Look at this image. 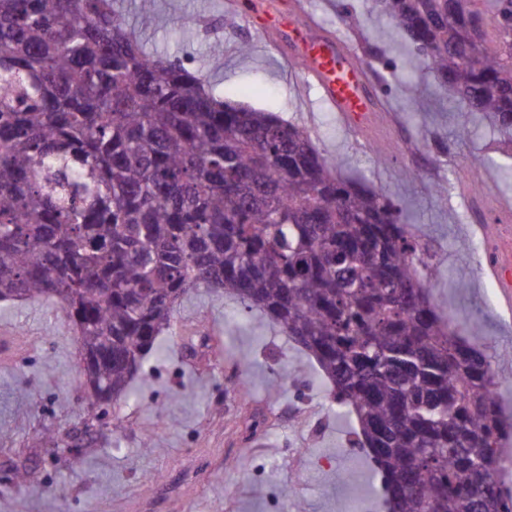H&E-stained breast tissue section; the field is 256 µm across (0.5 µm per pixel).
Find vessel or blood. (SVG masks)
<instances>
[{
  "label": "vessel or blood",
  "mask_w": 512,
  "mask_h": 512,
  "mask_svg": "<svg viewBox=\"0 0 512 512\" xmlns=\"http://www.w3.org/2000/svg\"><path fill=\"white\" fill-rule=\"evenodd\" d=\"M248 24L259 34L279 31L291 46V57L317 81L324 102L356 130L369 127L376 116V95L354 50L340 38L321 39L298 17L296 6L279 10H248Z\"/></svg>",
  "instance_id": "vessel-or-blood-1"
}]
</instances>
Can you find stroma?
Here are the masks:
<instances>
[{
  "label": "stroma",
  "mask_w": 512,
  "mask_h": 512,
  "mask_svg": "<svg viewBox=\"0 0 512 512\" xmlns=\"http://www.w3.org/2000/svg\"><path fill=\"white\" fill-rule=\"evenodd\" d=\"M301 13L353 46L376 83L377 136L347 130L297 64L244 20L242 0H156L142 25L138 0H115L128 28L155 56L207 76L225 101L277 113L305 127L341 174L361 178L401 207L433 253V299L453 320L481 323L494 357L500 404L512 413V288L498 287L479 247L496 224H472L460 183L475 158L495 202L512 200V147L474 123L456 96L420 66L415 50L378 14L374 0H297ZM195 26L178 31L179 20ZM252 47L240 56L241 42ZM222 44V57L211 54ZM385 144L377 153V144ZM412 171L414 179L403 176ZM473 242L471 251L457 244ZM16 351L0 360V512H354L381 502L379 475L355 447V421L336 407L315 361L278 326L245 305L201 288L158 338L135 383L136 397L111 406L123 430L98 423L78 381L77 336L55 307L1 302L0 337ZM279 390H270L271 379ZM152 434L162 454L139 448ZM351 476L336 480L338 472Z\"/></svg>",
  "instance_id": "1"
}]
</instances>
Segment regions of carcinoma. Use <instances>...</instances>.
<instances>
[{
  "instance_id": "1",
  "label": "carcinoma",
  "mask_w": 512,
  "mask_h": 512,
  "mask_svg": "<svg viewBox=\"0 0 512 512\" xmlns=\"http://www.w3.org/2000/svg\"><path fill=\"white\" fill-rule=\"evenodd\" d=\"M512 135V0H378ZM391 199L308 131L148 53L113 0H0V301L55 305L92 405L131 393L180 299L261 311L355 417L390 512H512V417L477 321L447 320Z\"/></svg>"
}]
</instances>
